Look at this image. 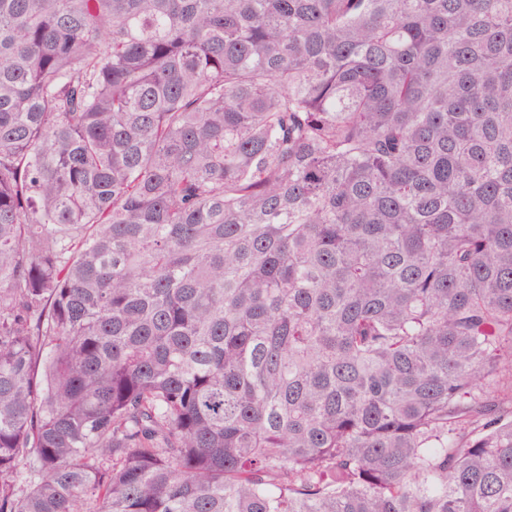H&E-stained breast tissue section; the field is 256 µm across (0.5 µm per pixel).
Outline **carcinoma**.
Segmentation results:
<instances>
[{
  "label": "carcinoma",
  "mask_w": 512,
  "mask_h": 512,
  "mask_svg": "<svg viewBox=\"0 0 512 512\" xmlns=\"http://www.w3.org/2000/svg\"><path fill=\"white\" fill-rule=\"evenodd\" d=\"M0 512H512V0H0Z\"/></svg>",
  "instance_id": "carcinoma-1"
}]
</instances>
